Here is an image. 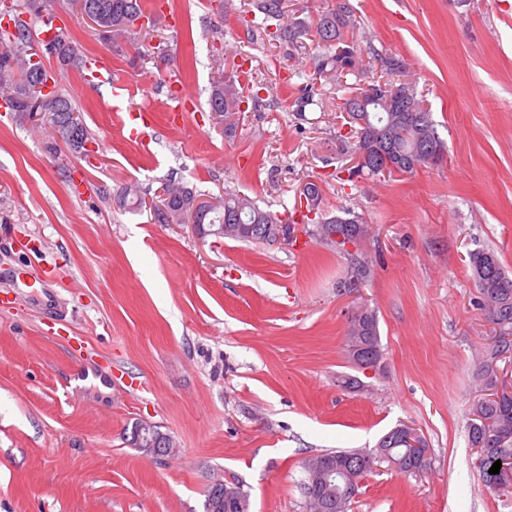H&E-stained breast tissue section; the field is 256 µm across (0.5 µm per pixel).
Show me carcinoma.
<instances>
[{
  "label": "carcinoma",
  "mask_w": 512,
  "mask_h": 512,
  "mask_svg": "<svg viewBox=\"0 0 512 512\" xmlns=\"http://www.w3.org/2000/svg\"><path fill=\"white\" fill-rule=\"evenodd\" d=\"M89 8L102 14L104 26L110 28L112 45L120 47V41L130 39L135 32L133 19L145 14L143 0H84ZM285 0H251L250 12L257 19L258 28L274 41L296 48L302 45L300 38L309 25L299 19L283 24ZM14 30L0 26V93L14 100L13 112L22 120L32 119V113L43 112L40 124L48 127L52 137L60 136L66 145L81 151L84 143L93 141L87 128L82 126L78 138L69 139L66 123L70 115L80 111L71 100L55 88L49 95L61 96L41 104L34 99L35 82L29 79L27 48L31 37L27 20L20 12H12ZM353 25L349 10L338 6L318 15L314 29L318 42L325 53L317 56L318 72L342 75L355 74V41L348 31ZM46 54L55 57L62 66L80 70L84 57L71 53V43L55 39L45 45ZM385 75L392 76L386 84H368L354 87L345 99L348 112L356 131L352 132L349 147L354 155H366V161L348 172L349 178L364 172L374 176L379 173H412L416 169L434 164L431 147L444 145L440 139L425 101L410 84L399 80L403 75V63L395 57L382 59ZM244 91L234 77L218 79L212 83L209 108L216 124L224 125V136H235L240 120V104ZM364 125L357 124V121ZM201 193L180 183H171L167 197L152 210L151 217L157 224H206L210 230L224 229L222 237L237 241L265 244V238L275 225L283 223L277 214L260 208L249 196L236 191H224V204L218 208L202 210L194 208ZM118 206L141 210L146 203L145 193L136 185H126L116 196ZM341 232L354 243L366 236L368 226L362 218L344 211L342 216H333L316 225V234L330 246L341 247L343 243L331 238L332 230ZM473 280L478 288L476 306L493 325V340L487 349V358L480 366L477 378L483 394L474 404L473 411L490 422V428L476 425L470 420L467 428L468 445L471 448L487 449V460L479 468L484 485L505 495L503 485L512 486V389L500 376L498 362L512 359V276L504 268L497 254L490 249H475L469 253ZM369 275L366 264L348 269L340 281L344 292H353L361 287ZM358 344L369 347L377 360H382L378 321L373 310L365 308L360 317L352 318L347 330V347ZM158 427L144 421L135 424L129 443L142 453H148L147 442ZM393 464V469L418 476L430 469L431 458L413 454V450L397 443L383 449ZM501 461L500 472L489 474L495 461ZM224 487L233 490L224 498L223 512H249V495L238 482H224ZM302 489L306 512H321L319 500L336 495L339 486L331 482L329 488L321 489L313 497L309 479H304Z\"/></svg>",
  "instance_id": "carcinoma-1"
}]
</instances>
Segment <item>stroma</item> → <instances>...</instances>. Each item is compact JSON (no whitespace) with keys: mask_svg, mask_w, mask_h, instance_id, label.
Listing matches in <instances>:
<instances>
[{"mask_svg":"<svg viewBox=\"0 0 512 512\" xmlns=\"http://www.w3.org/2000/svg\"><path fill=\"white\" fill-rule=\"evenodd\" d=\"M346 3L358 73L317 75L304 50L248 33L249 0H148L154 21L122 53L66 0L64 37L103 57L111 81L59 87L96 142L87 161L0 106V512H205L216 480H236L250 512H305L306 459L371 449L405 422L426 440L420 477L378 470L348 512H512L486 487L467 444L474 376L492 326L477 310L468 254L496 252L512 272V0H286L314 22ZM400 58L445 143L441 164L411 174L334 178L349 84ZM242 67L259 109L225 137L208 109L213 78ZM192 93L166 109L167 84ZM127 84L151 109L116 106ZM316 103L298 111L297 101ZM137 122L143 141L129 139ZM175 180L212 196L235 190L302 219L299 189L321 186L317 217L347 208L369 233L355 247L372 276L344 294L349 254L299 233L288 244L203 236L155 224L113 201L128 184ZM54 289L58 317L33 296ZM377 315L383 360L353 371L348 317ZM356 373L361 388H341ZM169 435L176 454L131 447L133 424Z\"/></svg>","mask_w":512,"mask_h":512,"instance_id":"35a3bbf8","label":"stroma"}]
</instances>
